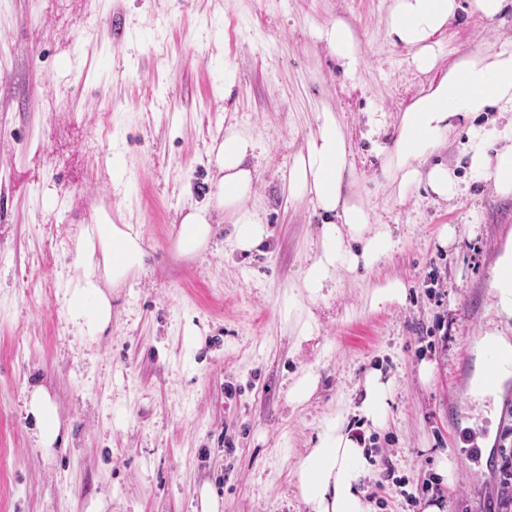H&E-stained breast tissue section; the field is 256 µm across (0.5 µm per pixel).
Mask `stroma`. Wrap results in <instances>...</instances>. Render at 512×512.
<instances>
[{
	"mask_svg": "<svg viewBox=\"0 0 512 512\" xmlns=\"http://www.w3.org/2000/svg\"><path fill=\"white\" fill-rule=\"evenodd\" d=\"M390 4L0 0V512H204L208 498L219 512H309L291 470L322 414L374 367L396 394L388 427L367 439L371 512H408L410 494L485 512L496 475L474 450L502 404L469 387L495 327L491 268L512 198L474 182L448 201L389 199L369 120L388 138L429 81L387 38ZM330 22L357 44L353 69L319 38ZM500 37L511 14L464 16L453 44ZM325 104L346 125L362 195L401 238L375 275L402 280L406 297L369 308L366 278L340 272L333 296L308 303L314 333L301 342L280 308L321 218L289 199L281 173ZM231 124L260 142L249 205L269 237L231 251L225 221L215 246L180 256V220L213 192L208 152ZM103 214L139 225L149 258L113 287L112 324L94 339L65 317L61 283ZM308 367L318 388L291 409L285 381ZM34 383L55 400L66 447L36 444L24 411ZM388 465L406 486L375 490Z\"/></svg>",
	"mask_w": 512,
	"mask_h": 512,
	"instance_id": "35a3bbf8",
	"label": "stroma"
}]
</instances>
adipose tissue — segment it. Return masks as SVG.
I'll return each mask as SVG.
<instances>
[{
    "label": "adipose tissue",
    "mask_w": 512,
    "mask_h": 512,
    "mask_svg": "<svg viewBox=\"0 0 512 512\" xmlns=\"http://www.w3.org/2000/svg\"><path fill=\"white\" fill-rule=\"evenodd\" d=\"M495 20L512 9V0H392L388 38L408 49L409 64L430 75L426 88L402 112L391 142L380 145L382 176L396 200L417 189L452 200L469 180L490 183L498 194L512 196V39L449 60L440 68L439 36L448 32L459 10ZM317 131L305 141L288 169L286 188L294 201L324 215L317 250L299 282L284 298V316L297 336L309 338L305 301L327 298L336 289V272L377 269L394 246L391 225L379 222L356 190L352 152L341 118L324 106L316 114ZM466 131L464 172L436 158L458 131ZM255 139L228 126L223 142L212 147L215 190L208 201L183 215L175 241L179 254L196 256L208 248L216 216L229 218L234 250H257L268 227L247 207L256 182L248 159ZM80 271L68 276L62 297L72 323L86 335H103L112 323V298L104 282L122 281L143 270L148 253L139 225L102 216L86 226L75 246ZM490 288L499 317L512 319V232L491 273ZM355 407H337L322 418L312 445L295 463L291 476L310 512H367L363 480L369 454L349 425L350 413L378 428L387 427L394 382L377 369L369 370L353 388ZM24 410L34 420V436L44 448L60 441L61 422L55 401L41 385L29 386Z\"/></svg>",
    "instance_id": "adipose-tissue-1"
}]
</instances>
